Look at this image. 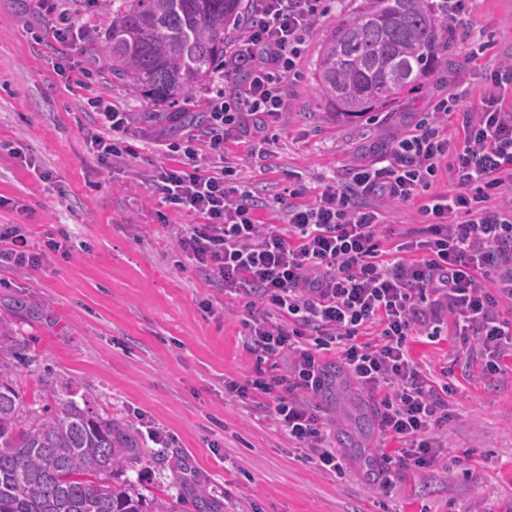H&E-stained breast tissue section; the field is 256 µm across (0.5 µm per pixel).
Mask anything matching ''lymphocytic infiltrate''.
I'll use <instances>...</instances> for the list:
<instances>
[{"mask_svg":"<svg viewBox=\"0 0 512 512\" xmlns=\"http://www.w3.org/2000/svg\"><path fill=\"white\" fill-rule=\"evenodd\" d=\"M244 34L224 65L225 78L239 66L248 74L234 88H218L209 99L206 135L220 149L252 116L256 126L285 109L282 86L294 71L305 36L328 8L325 0H253ZM476 109L458 110L443 98L390 151L352 173L345 184L327 187L303 204L302 188L290 190L282 225L259 223L249 192L233 188L235 167L202 166L187 145L185 166L157 167L151 177L166 204L194 212L177 243L210 282L279 311L283 323L265 318L245 322L263 357L288 360L286 373L247 383L228 381V396L264 395V411L308 452L319 468L338 472L343 458L329 443L324 424L307 403L321 388L320 350L339 347L349 377L368 391L384 389L380 436L394 442L386 454L380 489L393 486L399 470L460 466L441 460L437 430L450 417L447 387H436L412 361L407 339H438L452 326L464 345L484 360L487 374L501 373L512 356V62L484 75ZM459 111L465 142L450 152L439 113ZM454 187H430L440 168ZM416 205L420 230L407 232L396 252L379 248L384 217L378 200ZM0 261L41 269L56 240L31 247L20 226L0 230ZM379 325V342L363 341L367 326Z\"/></svg>","mask_w":512,"mask_h":512,"instance_id":"f902f5d3","label":"lymphocytic infiltrate"}]
</instances>
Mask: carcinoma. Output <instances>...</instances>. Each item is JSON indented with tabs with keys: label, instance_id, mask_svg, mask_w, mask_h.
I'll use <instances>...</instances> for the list:
<instances>
[{
	"label": "carcinoma",
	"instance_id": "obj_1",
	"mask_svg": "<svg viewBox=\"0 0 512 512\" xmlns=\"http://www.w3.org/2000/svg\"><path fill=\"white\" fill-rule=\"evenodd\" d=\"M103 40L112 79L164 103L174 123L198 124L195 97L211 80L244 0H112ZM448 51V22L436 0H363L328 36L316 83L331 113L351 120L395 109L423 87ZM27 345L0 317V512H181L177 503L146 497L126 477L149 456L130 424L100 414L84 394L46 378L53 400L28 404L13 367ZM360 447L369 414L356 406Z\"/></svg>",
	"mask_w": 512,
	"mask_h": 512
}]
</instances>
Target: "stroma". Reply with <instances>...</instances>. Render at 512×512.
<instances>
[{
	"label": "stroma",
	"mask_w": 512,
	"mask_h": 512,
	"mask_svg": "<svg viewBox=\"0 0 512 512\" xmlns=\"http://www.w3.org/2000/svg\"><path fill=\"white\" fill-rule=\"evenodd\" d=\"M362 0H332L306 36L284 85L285 110L265 128L227 143L257 217L279 224V201L301 184L307 201L390 150L434 100L476 106L484 73L512 61V0H476L448 31L447 62L394 112L342 123L329 112L315 72L322 45ZM75 29L70 47L47 32L31 0H0V226L22 225L30 243L47 233L66 250L38 270L0 263V314L28 344L15 383L26 402H44V378L69 382L95 409L129 422L154 462L129 470L144 494L178 498L182 512H512V369L490 376L477 352L454 336L407 341L433 384L448 383L452 418L440 432L463 467L409 469L389 492L377 490L369 462L377 431L346 447L348 398L312 395L333 446L345 457L334 473L307 462L256 403L227 397L224 384L257 371L283 373L284 360L260 359L244 326L243 299L207 280L179 249L175 231L195 223L147 181L155 167L180 166L170 143L204 137L205 126L160 133L145 121L160 104L113 82L97 44L112 26L108 0H64ZM107 98L134 121L121 138L123 163L99 162L102 133L89 101ZM267 147L264 166L249 149ZM168 440L154 447L150 430Z\"/></svg>",
	"instance_id": "35a3bbf8"
}]
</instances>
